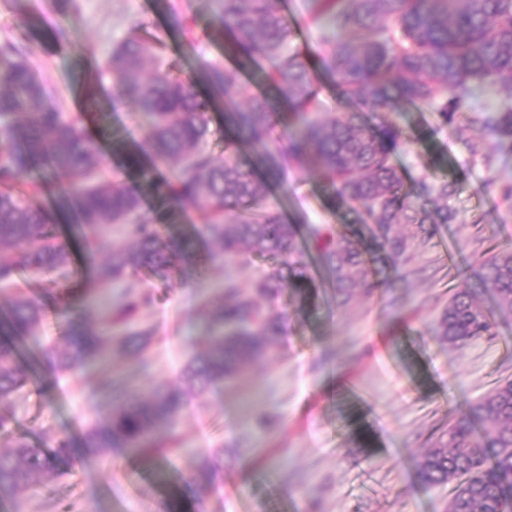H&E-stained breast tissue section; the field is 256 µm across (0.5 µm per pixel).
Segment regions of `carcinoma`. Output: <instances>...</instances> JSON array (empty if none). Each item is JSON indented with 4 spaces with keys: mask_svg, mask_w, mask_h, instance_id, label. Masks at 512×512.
Instances as JSON below:
<instances>
[{
    "mask_svg": "<svg viewBox=\"0 0 512 512\" xmlns=\"http://www.w3.org/2000/svg\"><path fill=\"white\" fill-rule=\"evenodd\" d=\"M310 17L329 18L340 30L328 68L341 91L340 112H321L315 66L307 50L292 46L297 22L281 0H213V20L226 38L236 66L204 67L209 95L174 72L162 55L163 42L147 34L139 17L128 20L126 36L112 55L93 61L94 78H112L117 93L148 123L144 141L124 150L130 164L150 158L170 174L142 169L140 183L126 185L110 170L99 138L83 119L44 105L47 87L33 71L32 43L42 30L32 25L25 41L0 44V286L14 287L22 272L55 276L59 310H77L83 290L71 284V256L58 240L56 213L70 217L73 232L91 252H108L90 274L112 286L147 269L165 279L179 257L193 255L189 236L163 234L160 224L179 223L178 209L192 207L205 221L212 257L224 260V287L199 324L206 345L190 346L180 383L159 384L146 393L128 390L113 378L97 381L93 422L76 439L62 435L54 448L21 439L0 448V503L19 505L16 493L34 478L54 479L60 463L74 452L94 464L122 449L153 463L167 457L190 391L235 381L264 359L282 332V318L269 313L278 297L281 273L272 268L240 288L233 267L242 256L286 259L304 254L300 226L269 203L274 186L290 165L313 168L338 209H356L372 225L376 241L396 262L411 261L416 237L401 234L414 224H450L458 211L450 204L455 184L422 182V194L437 205L417 204L393 163L402 142L395 120L372 126L365 107L396 112L401 104H432L446 126L469 110L476 85L491 80L511 92L500 110L476 119L480 139L471 143L474 158L492 161L489 148L512 153V0H308ZM169 25L184 38L194 21L172 14ZM262 70L285 109L273 112L264 95L244 76ZM224 105V148H209L212 112ZM282 132H277V127ZM246 144L250 156H241ZM50 195L53 208L38 198ZM157 207L143 212L146 195ZM122 226L110 240L102 230ZM336 291V303H348L358 289L373 290L370 267L360 240L338 230L321 254ZM478 276L498 311L512 314V248L476 258ZM153 297L118 291L99 311L97 328L71 322L64 348L40 346L36 363L48 372H66L82 380L88 369L106 360L112 340L138 342L140 369L152 368L147 355L151 329L138 320ZM44 317L39 298L17 292L0 319V401L8 402L28 381L22 346L34 339ZM434 334L462 347L496 336L490 316L469 288H458L442 310ZM485 433L475 435L472 422ZM210 482L222 481L223 460L203 462ZM422 481L451 487L448 512H512V377L499 380L484 398L448 424L424 452Z\"/></svg>",
    "mask_w": 512,
    "mask_h": 512,
    "instance_id": "cac0c4a2",
    "label": "carcinoma"
}]
</instances>
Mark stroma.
Wrapping results in <instances>:
<instances>
[{
  "label": "stroma",
  "instance_id": "stroma-1",
  "mask_svg": "<svg viewBox=\"0 0 512 512\" xmlns=\"http://www.w3.org/2000/svg\"><path fill=\"white\" fill-rule=\"evenodd\" d=\"M75 3L77 11L70 14L58 11L54 0H30L28 10L44 28L69 34L63 44L49 40L39 47L32 66L47 84L49 104L83 114L92 133L105 131L127 142L146 135L141 116L117 97L111 79L94 83L90 68L125 36L128 16L142 17L149 33L164 41L182 77L197 81L205 64L233 63L210 23L209 0ZM282 7L300 22L296 43L308 46L319 62L323 112H339V90L325 65L335 30L325 20L310 23L308 0H282ZM174 12L195 18L192 42L168 30ZM400 111L406 146L395 157L397 167L413 186L455 183L452 204L459 222L433 225L407 266H393L384 251L370 246L383 285L346 306L337 305L323 276L320 242L307 240L302 263H290L283 274L308 276L310 299L282 288L275 310L284 317V331L270 355L236 382L190 398L174 428L185 450L170 454L167 481L120 451L91 466L72 458L62 464L60 477L22 493V512H162L171 482L182 512H194L200 499L206 512H446L450 489L421 483L420 458L449 418L512 375V315L497 312L475 265L476 255L512 246V204L497 190L512 182V164L472 159L469 143L479 127L468 119L444 127L430 105L404 104ZM283 180L287 194H274L271 202L286 219L345 229L370 241L361 216L335 208L316 173L291 168ZM181 228L196 238L190 260L175 262L167 279L141 270L123 283L129 292L147 291L154 298L140 315L152 330V372L141 373L138 358L116 340L107 362L90 370V379L116 373L138 388L177 382L188 344L199 339L195 325L203 306L224 284V263L211 260L194 210L183 213ZM70 248L72 277L87 290L81 308L97 322L107 290L89 279L87 270L103 256L88 255L76 242ZM19 283L47 309L41 340L59 343L62 329L50 279L24 273ZM463 285L490 313L496 335L455 348L440 342L433 326ZM0 414L10 419L14 437L44 448L60 433L79 436L94 417L87 388L63 373L28 382L14 401L0 402ZM218 447L224 450V479L211 486L199 458Z\"/></svg>",
  "mask_w": 512,
  "mask_h": 512
}]
</instances>
